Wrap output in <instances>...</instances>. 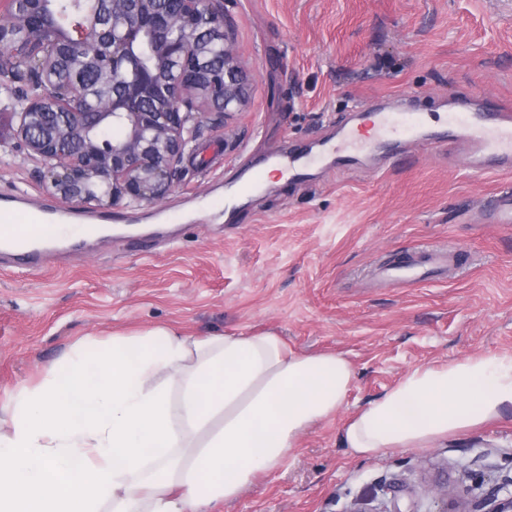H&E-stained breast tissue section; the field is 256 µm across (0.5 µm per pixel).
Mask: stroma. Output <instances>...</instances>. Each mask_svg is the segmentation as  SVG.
<instances>
[{
  "label": "stroma",
  "instance_id": "1",
  "mask_svg": "<svg viewBox=\"0 0 512 512\" xmlns=\"http://www.w3.org/2000/svg\"><path fill=\"white\" fill-rule=\"evenodd\" d=\"M247 72L246 106L223 126L204 119L159 206L64 202L23 143L0 147V194L109 216L106 234L59 248L47 269L0 270V426L23 384L40 382L70 346L116 331L169 326L205 336L276 331L302 353L338 352L355 382L341 411L306 433L289 459L215 512H381L378 488H412L401 508L442 512L464 499L461 464H512V410L431 448L366 458L344 423L409 371L472 355L512 354V231L487 220L512 174L471 177L447 150L400 149L337 170L326 143L355 112L512 107V0H223ZM303 147L307 182L266 183L224 200L244 169ZM449 245L461 261L440 280L392 288L381 258Z\"/></svg>",
  "mask_w": 512,
  "mask_h": 512
}]
</instances>
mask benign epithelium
<instances>
[{"label":"benign epithelium","instance_id":"obj_1","mask_svg":"<svg viewBox=\"0 0 512 512\" xmlns=\"http://www.w3.org/2000/svg\"><path fill=\"white\" fill-rule=\"evenodd\" d=\"M81 11L77 37L60 31L44 10L45 0H28L24 24L47 45L44 68L68 65L63 87L51 83L16 112L0 113L16 121L15 138L47 168L48 188L66 200L93 199L114 206L151 205L171 192L188 145L196 137V119L187 109L192 91L207 84L205 101L219 103L221 113L241 109L248 79L216 0H107L110 12L96 4ZM223 42V62L213 66L208 47ZM0 52L16 66L29 58L6 38ZM180 63L176 79L160 70ZM110 138L111 145L102 140ZM471 481L462 512H512V468L499 469L492 480L484 471L464 469ZM392 494L386 512H402L404 481L384 486Z\"/></svg>","mask_w":512,"mask_h":512}]
</instances>
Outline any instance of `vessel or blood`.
I'll list each match as a JSON object with an SVG mask.
<instances>
[{"instance_id": "1", "label": "vessel or blood", "mask_w": 512, "mask_h": 512, "mask_svg": "<svg viewBox=\"0 0 512 512\" xmlns=\"http://www.w3.org/2000/svg\"><path fill=\"white\" fill-rule=\"evenodd\" d=\"M367 136L357 129L341 130L327 152L337 166L346 167L359 155L380 156L394 151L401 141L426 146L440 143L465 148L467 166L474 176L512 172V112H467L451 115L446 126L428 128L422 113L369 112L364 116ZM314 161L303 153H289L274 160L273 165L289 180L309 179ZM92 216L80 213L23 210L18 199L0 201V264L16 259L31 266L48 261L55 243L61 242L62 225L89 224ZM448 249L413 248L403 263H381L374 276L384 285L423 282L443 277L448 270Z\"/></svg>"}]
</instances>
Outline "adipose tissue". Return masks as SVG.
I'll list each match as a JSON object with an SVG mask.
<instances>
[{
    "mask_svg": "<svg viewBox=\"0 0 512 512\" xmlns=\"http://www.w3.org/2000/svg\"><path fill=\"white\" fill-rule=\"evenodd\" d=\"M74 346L14 389L0 433V512H212L281 465L354 384L339 353L273 331L154 326ZM512 408V355L418 367L343 428L363 457L425 448Z\"/></svg>",
    "mask_w": 512,
    "mask_h": 512,
    "instance_id": "ef3b65f1",
    "label": "adipose tissue"
}]
</instances>
